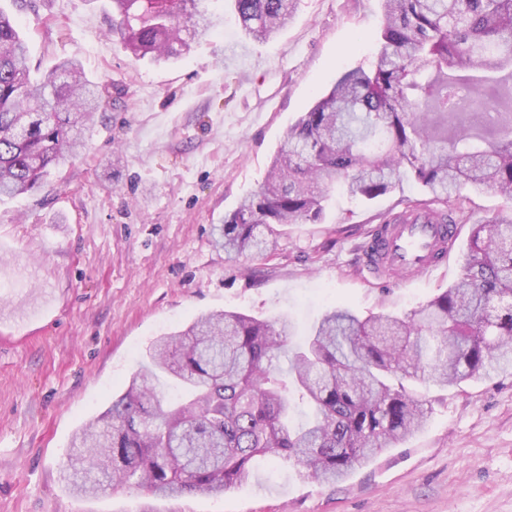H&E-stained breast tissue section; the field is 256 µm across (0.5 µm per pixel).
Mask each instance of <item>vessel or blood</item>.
Returning <instances> with one entry per match:
<instances>
[{
    "label": "vessel or blood",
    "instance_id": "vessel-or-blood-1",
    "mask_svg": "<svg viewBox=\"0 0 512 512\" xmlns=\"http://www.w3.org/2000/svg\"><path fill=\"white\" fill-rule=\"evenodd\" d=\"M457 236L456 225L433 222L427 212H398L369 240L362 264L375 276L385 270L406 272L411 279L430 276L446 267L447 247Z\"/></svg>",
    "mask_w": 512,
    "mask_h": 512
}]
</instances>
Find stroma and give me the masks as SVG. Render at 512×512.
I'll return each instance as SVG.
<instances>
[{
	"mask_svg": "<svg viewBox=\"0 0 512 512\" xmlns=\"http://www.w3.org/2000/svg\"><path fill=\"white\" fill-rule=\"evenodd\" d=\"M35 75L79 59L108 85L85 144L35 191L0 201V512H512V375L424 389L425 426L340 482L271 459L223 495L156 498L68 489L75 433L124 391L153 341L220 310L288 316L292 343L335 303L402 314L462 273L472 225L512 215L493 190L461 191L443 274L404 282L361 268L362 245L411 181L371 201L333 191L320 223L280 227L275 251L228 258L216 230L258 189L288 127L336 74L368 65L380 0H299L257 42L230 0H207L211 36L170 62L112 33L111 0H0Z\"/></svg>",
	"mask_w": 512,
	"mask_h": 512,
	"instance_id": "35a3bbf8",
	"label": "stroma"
}]
</instances>
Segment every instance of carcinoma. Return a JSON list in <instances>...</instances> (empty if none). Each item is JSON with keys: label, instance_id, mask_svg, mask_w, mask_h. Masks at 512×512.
Masks as SVG:
<instances>
[{"label": "carcinoma", "instance_id": "1", "mask_svg": "<svg viewBox=\"0 0 512 512\" xmlns=\"http://www.w3.org/2000/svg\"><path fill=\"white\" fill-rule=\"evenodd\" d=\"M206 0H112L124 47L170 60L214 28ZM245 33L267 40L297 0H233ZM383 27L369 68L336 75L330 91L288 128L260 188L224 218L218 243L234 255L270 252L276 226L318 224L336 187L373 200L404 178L425 210L457 224V192L490 187L512 202V126L488 129L452 95L484 94L496 106L512 68V0H381ZM81 63L59 61L31 75L28 47L0 10V197L35 190L84 144L100 108ZM287 317L234 311L202 314L157 339L149 362L111 406L72 441L82 461L112 487L153 496L222 495L258 460L293 461L336 481L427 422L426 401L394 380L453 386L512 373V217L471 226L463 273L402 314L365 317L343 304L288 347ZM288 358V372L278 366ZM184 393L170 399L159 375ZM312 408L290 424L292 393ZM70 490L102 483L75 470Z\"/></svg>", "mask_w": 512, "mask_h": 512}]
</instances>
